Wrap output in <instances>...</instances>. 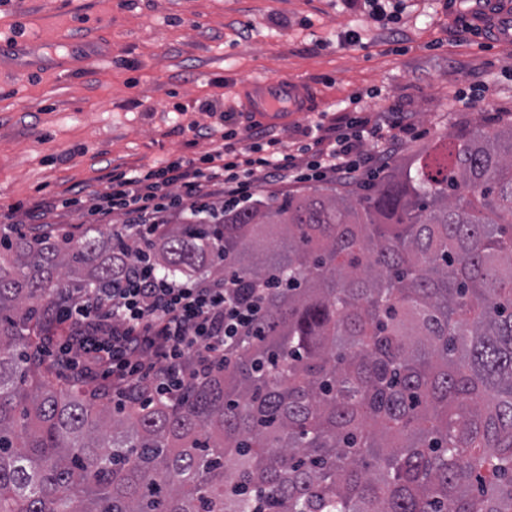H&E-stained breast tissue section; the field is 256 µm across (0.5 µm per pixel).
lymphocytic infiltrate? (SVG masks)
<instances>
[{"instance_id": "obj_1", "label": "lymphocytic infiltrate", "mask_w": 512, "mask_h": 512, "mask_svg": "<svg viewBox=\"0 0 512 512\" xmlns=\"http://www.w3.org/2000/svg\"><path fill=\"white\" fill-rule=\"evenodd\" d=\"M315 130L309 143L287 152L256 121L251 131L262 149L235 148L237 131L230 128L200 158L111 175L90 214L99 223L115 212L125 216L112 230L131 246L120 258L128 275L110 295L93 291L59 312L57 322L68 333L46 339L67 373L85 377L98 369L119 399L151 401L183 390L186 360L194 361L200 378L229 359L259 317L266 289L244 299L235 275L174 279L145 266L142 255L172 220L220 221L224 206L252 203L263 186L274 196L312 181L356 180L371 163L392 161L415 135L410 115L371 116L360 108L340 113L330 125L317 122Z\"/></svg>"}]
</instances>
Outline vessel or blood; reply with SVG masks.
<instances>
[{
	"label": "vessel or blood",
	"mask_w": 512,
	"mask_h": 512,
	"mask_svg": "<svg viewBox=\"0 0 512 512\" xmlns=\"http://www.w3.org/2000/svg\"><path fill=\"white\" fill-rule=\"evenodd\" d=\"M464 19L494 41H512V0H471ZM244 112L274 119L285 112H311L317 106L310 85L276 76L244 83L239 92Z\"/></svg>",
	"instance_id": "obj_1"
}]
</instances>
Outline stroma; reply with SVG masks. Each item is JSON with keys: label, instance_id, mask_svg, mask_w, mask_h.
<instances>
[{"label": "stroma", "instance_id": "obj_1", "mask_svg": "<svg viewBox=\"0 0 512 512\" xmlns=\"http://www.w3.org/2000/svg\"><path fill=\"white\" fill-rule=\"evenodd\" d=\"M401 3L402 39L372 22L364 48L342 50L360 17L346 0H0V227L40 200L105 191L111 173L211 151L190 125L222 130L225 110L248 138L237 89L262 76L317 93V111L274 124L290 147L355 99L414 113L405 157L511 123L512 42L458 33L448 0Z\"/></svg>", "mask_w": 512, "mask_h": 512}]
</instances>
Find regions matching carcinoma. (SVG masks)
Instances as JSON below:
<instances>
[{"label":"carcinoma","instance_id":"carcinoma-1","mask_svg":"<svg viewBox=\"0 0 512 512\" xmlns=\"http://www.w3.org/2000/svg\"><path fill=\"white\" fill-rule=\"evenodd\" d=\"M160 234L161 271L271 293L223 368L111 411L37 349L125 244L0 232V512H512V124Z\"/></svg>","mask_w":512,"mask_h":512}]
</instances>
